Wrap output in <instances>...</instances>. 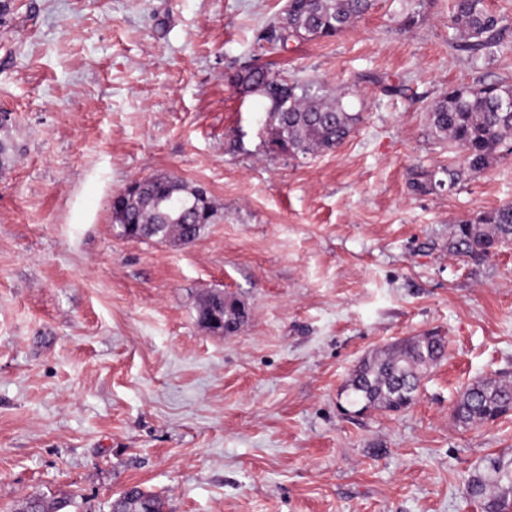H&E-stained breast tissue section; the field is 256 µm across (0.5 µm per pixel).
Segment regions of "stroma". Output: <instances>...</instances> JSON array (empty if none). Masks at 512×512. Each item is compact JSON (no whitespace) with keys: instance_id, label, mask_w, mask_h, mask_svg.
<instances>
[{"instance_id":"obj_1","label":"stroma","mask_w":512,"mask_h":512,"mask_svg":"<svg viewBox=\"0 0 512 512\" xmlns=\"http://www.w3.org/2000/svg\"><path fill=\"white\" fill-rule=\"evenodd\" d=\"M0 15V512L131 486L164 512H483L464 486L512 459V412L462 425L470 384L512 382V245L448 250L512 202V153L453 190L429 110L448 87L512 82V46L477 68L448 41V0L414 27L399 0L329 39L271 52L286 0H6ZM253 63L313 80L361 120L335 150L269 153ZM383 76L400 85L384 94ZM171 176L217 213L180 246L128 240L112 199ZM246 307L219 336L197 305ZM436 333L444 357L399 412L345 411L365 359ZM198 320H216L223 327V331L209 329L216 334H230L237 332L246 318L244 305L232 295L214 292L204 297L198 306Z\"/></svg>"}]
</instances>
